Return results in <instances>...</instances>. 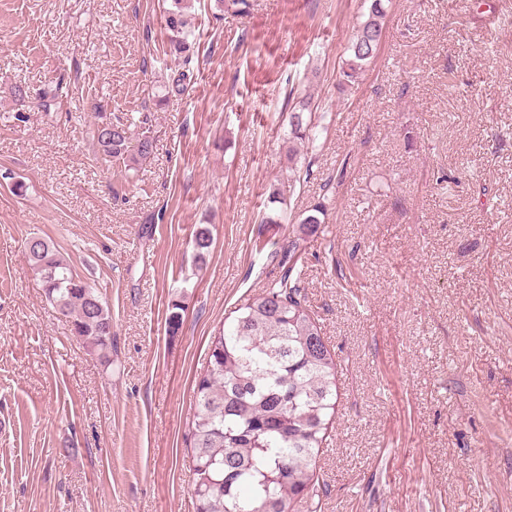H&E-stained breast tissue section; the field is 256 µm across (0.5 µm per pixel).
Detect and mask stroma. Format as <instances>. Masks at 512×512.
I'll return each instance as SVG.
<instances>
[{
	"label": "stroma",
	"instance_id": "stroma-1",
	"mask_svg": "<svg viewBox=\"0 0 512 512\" xmlns=\"http://www.w3.org/2000/svg\"><path fill=\"white\" fill-rule=\"evenodd\" d=\"M369 5L191 0L186 66L162 0H0V512H195L210 338L292 240L339 363L314 512H512V0H383L344 93ZM304 97L318 132L294 183ZM97 104L148 132L147 159L97 154ZM34 235L106 301L111 362L45 298ZM353 33L348 46L349 57L340 72V86L352 89L374 59L382 30L385 11L382 0H372L368 14ZM315 112H312L310 98H302L293 107L289 117V137L291 143L313 140L316 133Z\"/></svg>",
	"mask_w": 512,
	"mask_h": 512
}]
</instances>
